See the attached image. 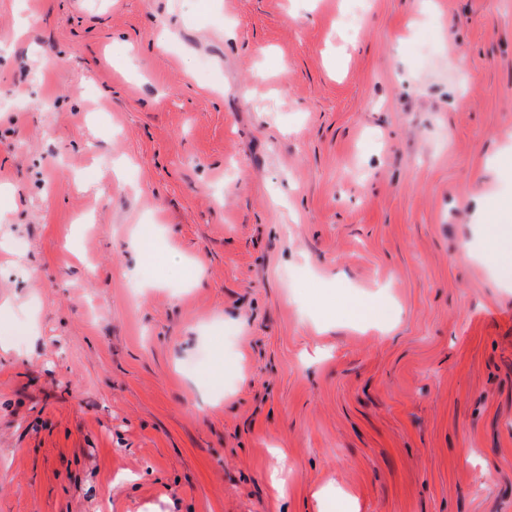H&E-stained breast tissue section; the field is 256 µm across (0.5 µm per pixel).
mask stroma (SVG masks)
<instances>
[{
	"instance_id": "1",
	"label": "stroma",
	"mask_w": 512,
	"mask_h": 512,
	"mask_svg": "<svg viewBox=\"0 0 512 512\" xmlns=\"http://www.w3.org/2000/svg\"><path fill=\"white\" fill-rule=\"evenodd\" d=\"M1 188L0 512H512V0H0ZM347 309L354 311L362 321L386 327L392 324L391 315L394 305L388 301L375 300L366 306L348 305ZM315 497L317 512H358L353 498L337 492L331 483L316 493Z\"/></svg>"
}]
</instances>
